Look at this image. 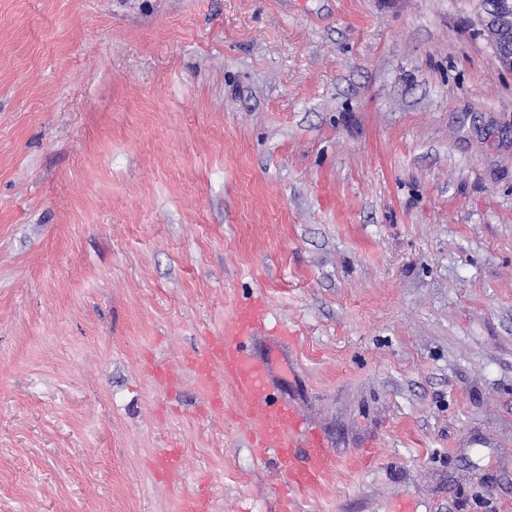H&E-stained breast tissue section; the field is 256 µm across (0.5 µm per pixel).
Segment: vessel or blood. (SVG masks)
Wrapping results in <instances>:
<instances>
[{
	"instance_id": "b4317fda",
	"label": "vessel or blood",
	"mask_w": 512,
	"mask_h": 512,
	"mask_svg": "<svg viewBox=\"0 0 512 512\" xmlns=\"http://www.w3.org/2000/svg\"><path fill=\"white\" fill-rule=\"evenodd\" d=\"M267 314L266 304L254 299L239 307L224 325L222 335L210 337L203 354L192 358L197 383L212 407H222L224 397L213 387L216 375L230 381L245 402L250 429L260 449H277L288 465L290 482L297 487L318 483L328 458L321 435L310 430L295 407L276 400L267 386V363L248 349ZM181 454L170 448L152 466L159 478H169L180 467Z\"/></svg>"
}]
</instances>
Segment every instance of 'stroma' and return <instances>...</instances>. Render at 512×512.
Here are the masks:
<instances>
[{"mask_svg": "<svg viewBox=\"0 0 512 512\" xmlns=\"http://www.w3.org/2000/svg\"><path fill=\"white\" fill-rule=\"evenodd\" d=\"M481 0H0V512H512V71ZM288 338H278L279 330ZM180 449L176 478L153 458ZM267 314L262 299L239 307L224 325V335L211 336L203 354L191 359L197 384L210 405L221 408L224 397L213 388L217 373L230 381L245 402L247 419L257 448H277L288 464V477L296 487L318 483L328 458L321 435L310 430L295 407L276 400L267 386V363L249 352V340L257 336Z\"/></svg>", "mask_w": 512, "mask_h": 512, "instance_id": "obj_1", "label": "stroma"}]
</instances>
